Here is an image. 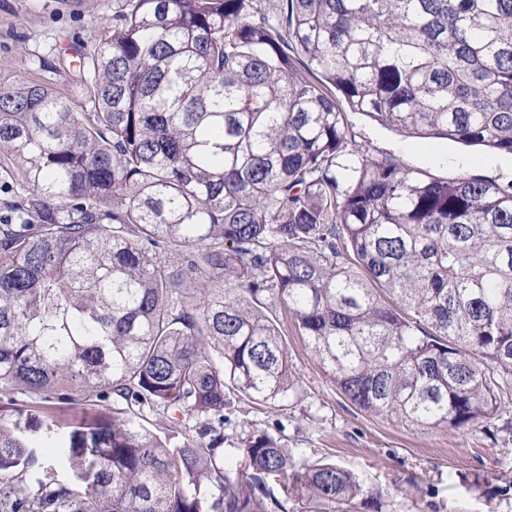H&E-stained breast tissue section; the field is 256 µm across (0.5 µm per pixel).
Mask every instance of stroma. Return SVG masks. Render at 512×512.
<instances>
[{
  "label": "stroma",
  "instance_id": "35a3bbf8",
  "mask_svg": "<svg viewBox=\"0 0 512 512\" xmlns=\"http://www.w3.org/2000/svg\"><path fill=\"white\" fill-rule=\"evenodd\" d=\"M121 0H0V87L47 83L80 112L77 62L68 48L92 47L112 25ZM345 129L368 155L451 181L468 175L512 182V156L444 139L422 141L345 110ZM291 380L287 408L235 401L226 410L225 447H241L257 431L278 438L295 462L331 461L369 491L358 512H512V388L491 428H426L396 415L353 406L301 336L288 332ZM487 475L479 492L464 476Z\"/></svg>",
  "mask_w": 512,
  "mask_h": 512
}]
</instances>
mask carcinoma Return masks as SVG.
Segmentation results:
<instances>
[{
    "label": "carcinoma",
    "instance_id": "obj_1",
    "mask_svg": "<svg viewBox=\"0 0 512 512\" xmlns=\"http://www.w3.org/2000/svg\"><path fill=\"white\" fill-rule=\"evenodd\" d=\"M81 59L91 112L0 89V410L102 406L0 423V512H287L271 476L304 512H352L368 496L336 464L266 431L224 447L231 396L287 406L273 308L356 407L497 417L512 183L348 148L328 89L512 155V0H123Z\"/></svg>",
    "mask_w": 512,
    "mask_h": 512
}]
</instances>
